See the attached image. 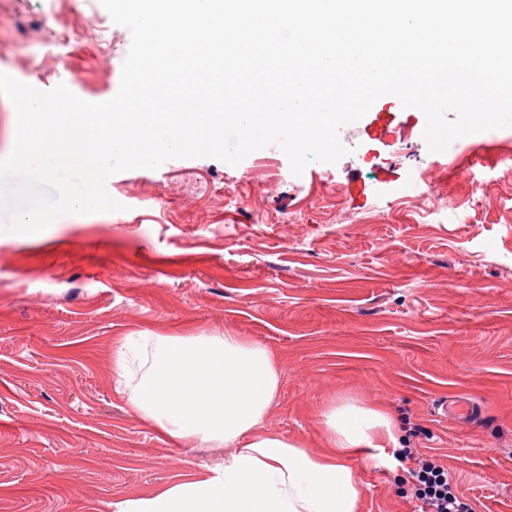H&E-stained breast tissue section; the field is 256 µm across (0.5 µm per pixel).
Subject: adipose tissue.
Returning <instances> with one entry per match:
<instances>
[{
    "label": "adipose tissue",
    "instance_id": "adipose-tissue-1",
    "mask_svg": "<svg viewBox=\"0 0 512 512\" xmlns=\"http://www.w3.org/2000/svg\"><path fill=\"white\" fill-rule=\"evenodd\" d=\"M115 371L117 394L160 435L230 450L208 474L128 501L119 512H361L352 459L401 436L389 411L350 398L331 401L323 413L325 450L265 430L277 358L230 332L127 337Z\"/></svg>",
    "mask_w": 512,
    "mask_h": 512
}]
</instances>
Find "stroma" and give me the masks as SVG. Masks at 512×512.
<instances>
[{
    "mask_svg": "<svg viewBox=\"0 0 512 512\" xmlns=\"http://www.w3.org/2000/svg\"><path fill=\"white\" fill-rule=\"evenodd\" d=\"M130 45L99 0H0V72L38 90L109 100ZM425 126L383 97L340 127L337 163L171 159L113 174L120 210L0 233V512H116L222 464L227 448L161 436L116 394L113 352L227 330L279 359L267 430L318 449L329 400L383 402L474 512H512V128L432 152ZM454 399L481 419L436 413ZM412 466L390 447L356 460L362 512H413Z\"/></svg>",
    "mask_w": 512,
    "mask_h": 512,
    "instance_id": "35a3bbf8",
    "label": "stroma"
}]
</instances>
